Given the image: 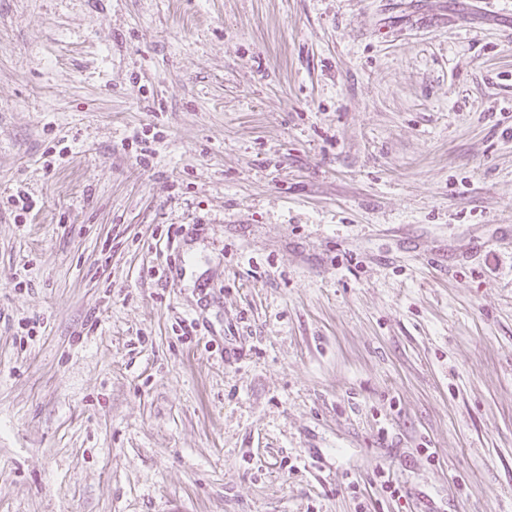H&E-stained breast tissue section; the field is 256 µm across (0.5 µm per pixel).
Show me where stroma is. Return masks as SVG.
Returning <instances> with one entry per match:
<instances>
[{
    "instance_id": "1",
    "label": "stroma",
    "mask_w": 512,
    "mask_h": 512,
    "mask_svg": "<svg viewBox=\"0 0 512 512\" xmlns=\"http://www.w3.org/2000/svg\"><path fill=\"white\" fill-rule=\"evenodd\" d=\"M0 512H512V0H0Z\"/></svg>"
}]
</instances>
